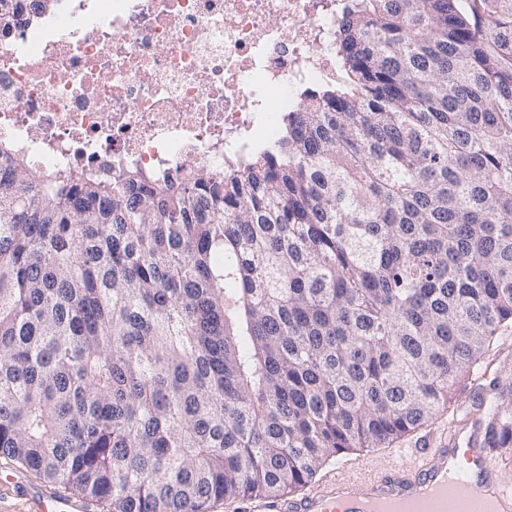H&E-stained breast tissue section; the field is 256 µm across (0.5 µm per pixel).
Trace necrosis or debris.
<instances>
[{
  "label": "necrosis or debris",
  "mask_w": 512,
  "mask_h": 512,
  "mask_svg": "<svg viewBox=\"0 0 512 512\" xmlns=\"http://www.w3.org/2000/svg\"><path fill=\"white\" fill-rule=\"evenodd\" d=\"M346 0H0V145L37 172H219L334 78Z\"/></svg>",
  "instance_id": "4bbe7bcc"
}]
</instances>
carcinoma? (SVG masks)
<instances>
[{
  "label": "carcinoma",
  "instance_id": "cac0c4a2",
  "mask_svg": "<svg viewBox=\"0 0 512 512\" xmlns=\"http://www.w3.org/2000/svg\"><path fill=\"white\" fill-rule=\"evenodd\" d=\"M218 173L0 148V455L113 512L278 498L427 425L512 328V0H350ZM512 457V381L463 417Z\"/></svg>",
  "mask_w": 512,
  "mask_h": 512
}]
</instances>
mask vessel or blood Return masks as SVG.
<instances>
[{"label":"vessel or blood","instance_id":"vessel-or-blood-1","mask_svg":"<svg viewBox=\"0 0 512 512\" xmlns=\"http://www.w3.org/2000/svg\"><path fill=\"white\" fill-rule=\"evenodd\" d=\"M467 500L476 501L479 512H512V487L500 482L488 449L456 424L416 462L337 472L299 497L253 500L249 512H460ZM91 510L88 501L52 489L33 502V512Z\"/></svg>","mask_w":512,"mask_h":512}]
</instances>
